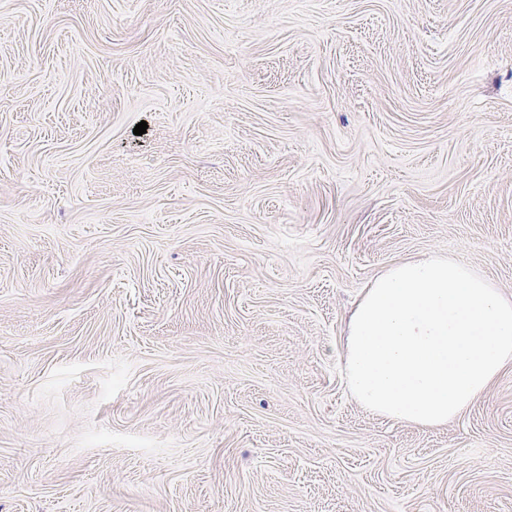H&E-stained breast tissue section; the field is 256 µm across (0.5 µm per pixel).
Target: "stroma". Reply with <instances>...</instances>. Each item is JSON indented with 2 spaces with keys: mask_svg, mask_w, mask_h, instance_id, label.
Here are the masks:
<instances>
[{
  "mask_svg": "<svg viewBox=\"0 0 512 512\" xmlns=\"http://www.w3.org/2000/svg\"><path fill=\"white\" fill-rule=\"evenodd\" d=\"M431 251L512 296V0H0V512H512V372L344 387Z\"/></svg>",
  "mask_w": 512,
  "mask_h": 512,
  "instance_id": "obj_1",
  "label": "stroma"
}]
</instances>
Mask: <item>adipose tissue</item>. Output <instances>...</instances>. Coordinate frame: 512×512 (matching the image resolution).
Here are the masks:
<instances>
[{"label": "adipose tissue", "instance_id": "1", "mask_svg": "<svg viewBox=\"0 0 512 512\" xmlns=\"http://www.w3.org/2000/svg\"><path fill=\"white\" fill-rule=\"evenodd\" d=\"M511 369L512 298L445 253L385 268L346 325L344 385L384 420L445 426Z\"/></svg>", "mask_w": 512, "mask_h": 512}]
</instances>
